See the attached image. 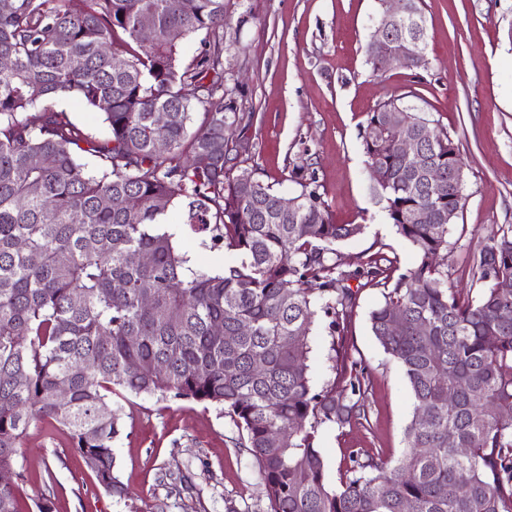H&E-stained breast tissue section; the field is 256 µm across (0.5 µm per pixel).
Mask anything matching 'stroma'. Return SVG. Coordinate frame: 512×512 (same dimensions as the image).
<instances>
[{
	"instance_id": "stroma-1",
	"label": "stroma",
	"mask_w": 512,
	"mask_h": 512,
	"mask_svg": "<svg viewBox=\"0 0 512 512\" xmlns=\"http://www.w3.org/2000/svg\"><path fill=\"white\" fill-rule=\"evenodd\" d=\"M427 64L394 66L382 76L367 45L378 0H224V91L241 119L233 146L247 166L284 196L311 176L333 222L361 234L336 247L355 306L341 346L363 370L368 420L323 425L318 445L327 476L339 483L353 453L387 459L405 449L411 398L399 367L373 336L369 313L382 290L355 271L382 252L414 265L372 192L360 131L368 112L414 92V106L458 142L466 203L448 231V284H475L473 254L492 229L512 225V0H423ZM323 319L310 336L314 388L337 380ZM115 442L125 499L100 487L65 430L30 427L15 468L24 512L47 499L51 512H266L256 468L231 417L173 398L123 401Z\"/></svg>"
}]
</instances>
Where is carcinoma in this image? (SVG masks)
Wrapping results in <instances>:
<instances>
[{"label": "carcinoma", "instance_id": "cac0c4a2", "mask_svg": "<svg viewBox=\"0 0 512 512\" xmlns=\"http://www.w3.org/2000/svg\"><path fill=\"white\" fill-rule=\"evenodd\" d=\"M223 29L224 0H0V57L10 60L0 68V470L15 469L31 425L60 428L123 499L110 398L173 397L232 418L269 512H512V290L501 288L512 280V226L473 256L477 293L448 287L439 257L466 202L459 146L435 131L422 158H408L388 120L401 99L368 113L374 189L416 254L404 270L383 256L366 263L369 283L384 288L369 322L402 369L412 415L398 459L356 454L331 485L316 434L366 417L365 379L343 363L345 385L315 390L309 336L320 312L329 336L347 332L350 275L333 255L363 225L334 223L313 177L282 208L273 186L229 157ZM173 30L199 37L190 61ZM426 46V28H403L387 49L420 68ZM69 97L103 115L99 135L56 108ZM156 112L168 113L161 130ZM428 166L442 184L431 185ZM174 219L234 260L214 272L188 266ZM137 252L151 262H132ZM0 512H23L16 485H0Z\"/></svg>", "mask_w": 512, "mask_h": 512}]
</instances>
